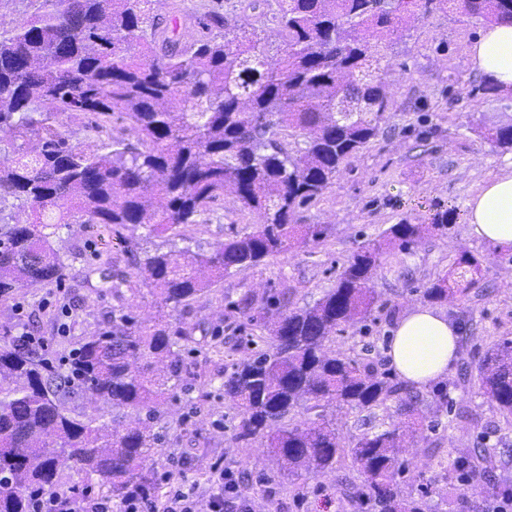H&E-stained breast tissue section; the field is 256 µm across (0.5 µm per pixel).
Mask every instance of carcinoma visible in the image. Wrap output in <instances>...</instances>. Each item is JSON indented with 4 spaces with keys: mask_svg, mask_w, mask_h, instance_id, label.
Masks as SVG:
<instances>
[{
    "mask_svg": "<svg viewBox=\"0 0 512 512\" xmlns=\"http://www.w3.org/2000/svg\"><path fill=\"white\" fill-rule=\"evenodd\" d=\"M26 24L0 32V205L30 210L27 224L0 228V299L23 286L60 282L68 266L52 246L65 224H112L168 237L170 247L142 250L135 275L165 307L181 312L225 276L317 243L328 224H296V209L315 201L351 157L379 133L391 88L383 44L440 10L491 22L512 17V0H280L281 41L210 8L198 30L184 35L153 14L154 0H29ZM348 103L351 112L341 111ZM80 124L86 140L73 139ZM512 148V126L481 132ZM233 192L257 221L253 231L206 248L178 247L185 229ZM456 208L436 211L428 224L408 219L366 240L336 286L314 305L268 314L247 295L233 312L268 333L224 373V398L237 410V441L261 438L288 484L328 476L352 456L361 484L336 487L353 512H427L429 484L408 488V448L423 428L420 395L378 363L332 349L336 328L366 321L379 302L371 283L379 256L409 252L425 236L448 228ZM462 271L440 276L423 298H463L479 283L481 263L462 254ZM102 287L121 301L125 278L101 273ZM194 328L160 316L139 320L120 307L112 322L79 343L57 372L39 348L0 336V512H38L58 486L55 448L95 476L121 502L135 487L156 494L152 454L160 408L182 385L181 343ZM490 402L512 415V339L479 360ZM80 388L120 412L146 418L94 427L64 409ZM401 420L348 447L332 408L386 410ZM434 412L448 408V384L432 391ZM301 413L303 422L289 424ZM459 456L446 470L454 489L479 473Z\"/></svg>",
    "mask_w": 512,
    "mask_h": 512,
    "instance_id": "obj_1",
    "label": "carcinoma"
}]
</instances>
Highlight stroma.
<instances>
[{"label": "stroma", "instance_id": "stroma-1", "mask_svg": "<svg viewBox=\"0 0 512 512\" xmlns=\"http://www.w3.org/2000/svg\"><path fill=\"white\" fill-rule=\"evenodd\" d=\"M212 0H156L154 12L180 32L194 29ZM483 28L458 16L434 11L407 26L384 49L392 103L381 130L367 148L315 203L299 208L300 224H330L324 241L269 259L254 269L225 277L192 302L182 321L200 324L214 341L189 342L183 353V385L169 399L155 424L163 440L153 470L180 472L199 484V512H213V464H221L234 480L242 468L253 470L248 496L257 512H349L330 477H311L305 495L282 484L264 440L235 441L236 411L219 386L224 367L236 360L232 332L224 320L229 303L253 294L258 304L284 310L313 305L336 284L351 254L366 240L380 238L401 218L426 223L434 203L454 206L458 217L447 231L428 235L411 253L381 256L373 286L382 302L369 324L343 327L331 346L348 356L373 345L374 357L386 362V342L400 315L422 305L425 288L437 274L451 270L462 252L481 261V292L465 303L444 308L461 331L462 354L450 371L448 408L428 413L433 427L410 451L427 478L439 480L443 467L467 451L490 446L496 453L485 478L463 486L455 505L440 492L428 497L430 512H512V418H504L483 395L477 364L493 344L512 336V251L495 249L469 237L466 201L477 186L512 164V151H501L480 136L478 127L512 123V108L491 99H474L471 87L480 76L468 64V49ZM256 218L234 196H225L207 224L194 232L202 244L224 241L252 231ZM165 236L109 224H87L82 234L72 226L58 229L53 244L69 267L59 286L35 285L0 299V335L40 338L58 371L67 368L72 349L112 320L118 303L102 290L95 270L132 276L126 304L142 318L159 305L148 286L133 275V256L145 246H161ZM477 413V422L459 415ZM336 426L345 441L377 432L398 421L396 410L377 414L340 409Z\"/></svg>", "mask_w": 512, "mask_h": 512}]
</instances>
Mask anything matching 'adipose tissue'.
Wrapping results in <instances>:
<instances>
[{
  "label": "adipose tissue",
  "mask_w": 512,
  "mask_h": 512,
  "mask_svg": "<svg viewBox=\"0 0 512 512\" xmlns=\"http://www.w3.org/2000/svg\"><path fill=\"white\" fill-rule=\"evenodd\" d=\"M470 67L499 91H512V19L493 21L472 43ZM468 234L498 249H512V165L483 182L468 200ZM460 336L445 309L418 306L395 326L386 355L407 385L424 389L447 377Z\"/></svg>",
  "instance_id": "1"
}]
</instances>
